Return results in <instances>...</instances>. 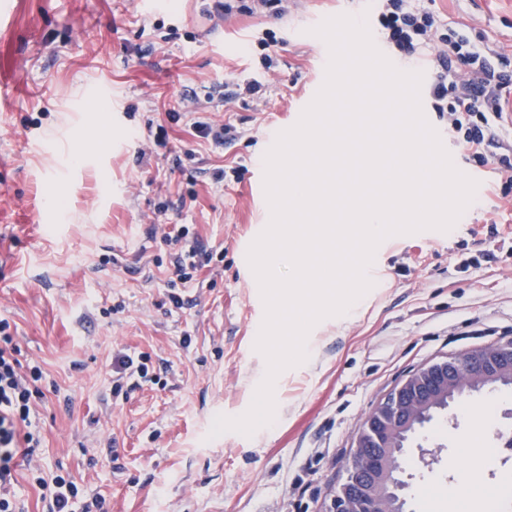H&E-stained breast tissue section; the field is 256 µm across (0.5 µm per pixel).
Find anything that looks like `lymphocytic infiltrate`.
Returning a JSON list of instances; mask_svg holds the SVG:
<instances>
[{
	"mask_svg": "<svg viewBox=\"0 0 512 512\" xmlns=\"http://www.w3.org/2000/svg\"><path fill=\"white\" fill-rule=\"evenodd\" d=\"M380 38L399 60L414 65L429 60L432 75L427 98L433 112L448 123V134L463 148L468 163L497 165L505 174L501 197H512V126L505 105L512 99V59L489 44L473 41L466 25L430 10L422 0H379ZM176 245L172 257L178 282L195 280L202 268L201 249L185 226L171 225L164 235ZM7 320H0V512H26L15 496L17 457L32 458L42 439L31 420L43 392L40 366L22 362ZM147 354L118 353L112 359V394L127 396V384L149 374ZM43 491L45 512H105L100 499L79 503L77 485L57 475H33Z\"/></svg>",
	"mask_w": 512,
	"mask_h": 512,
	"instance_id": "1",
	"label": "lymphocytic infiltrate"
}]
</instances>
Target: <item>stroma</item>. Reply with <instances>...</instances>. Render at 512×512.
Masks as SVG:
<instances>
[{"label": "stroma", "mask_w": 512, "mask_h": 512, "mask_svg": "<svg viewBox=\"0 0 512 512\" xmlns=\"http://www.w3.org/2000/svg\"><path fill=\"white\" fill-rule=\"evenodd\" d=\"M172 2L5 0L0 319L44 372L36 465L44 477H71L82 500L104 499L106 512H329L365 416L406 375L512 340V202L497 195L496 170L451 230L379 244L372 267L384 287L347 320L312 327L315 361L278 375L273 423L209 438L216 415L249 409L253 380L266 373L255 348L260 301L238 251L269 213L256 167L328 63L320 37L290 30L309 14L364 11L361 0H303L278 16H217L209 0ZM426 5L512 57V0ZM268 31L280 46L267 70ZM255 79L262 97L225 104V83ZM98 83L110 98L88 96ZM204 115L233 124L235 140L215 149L197 138L192 124ZM218 168L234 178L215 183ZM167 224L211 253L197 281L172 285ZM120 351L148 354L150 379L116 401ZM458 409L435 413L398 457L407 512L428 501L431 512L457 508L448 489L469 453ZM473 470L479 503L512 485V452Z\"/></svg>", "instance_id": "stroma-1"}]
</instances>
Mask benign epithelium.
Returning <instances> with one entry per match:
<instances>
[{
	"instance_id": "obj_1",
	"label": "benign epithelium",
	"mask_w": 512,
	"mask_h": 512,
	"mask_svg": "<svg viewBox=\"0 0 512 512\" xmlns=\"http://www.w3.org/2000/svg\"><path fill=\"white\" fill-rule=\"evenodd\" d=\"M512 385V341L473 349L462 356L423 366L410 373L386 400L370 411L355 448H378L380 455L360 462L366 478L349 468L333 496V512H404L396 456L434 410L449 407L452 397H469L497 385Z\"/></svg>"
}]
</instances>
